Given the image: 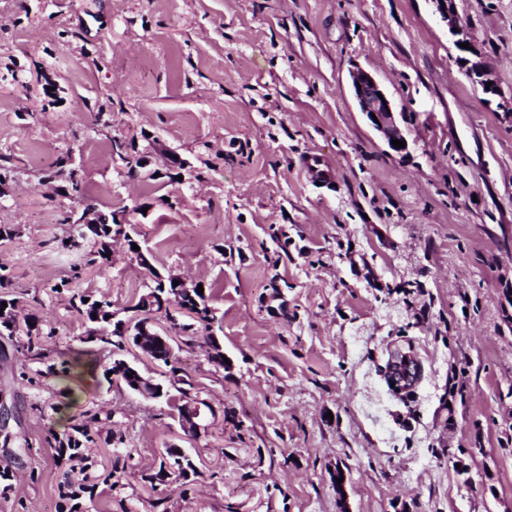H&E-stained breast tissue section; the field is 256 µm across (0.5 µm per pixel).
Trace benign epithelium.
<instances>
[{"label": "benign epithelium", "instance_id": "1", "mask_svg": "<svg viewBox=\"0 0 512 512\" xmlns=\"http://www.w3.org/2000/svg\"><path fill=\"white\" fill-rule=\"evenodd\" d=\"M436 12L446 23L449 34L454 38V43H469L467 53L470 57L465 59V72L467 77L481 88L487 89V93L496 94L497 87L491 66L484 61L471 37L467 26L458 16L455 10V0H432ZM491 83V88H486V83ZM351 89L359 111L364 115L369 125L385 141L388 148L396 153H403L408 147L396 148L392 140H407L404 123L406 115L397 112L393 103L377 79L368 71L356 68L351 72ZM169 331L158 328L157 324L148 319L138 325L134 332V346L144 357H151L159 346H166L165 335ZM207 417L201 412L199 403L188 405L181 418V437L191 439L208 429Z\"/></svg>", "mask_w": 512, "mask_h": 512}]
</instances>
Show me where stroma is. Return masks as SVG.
<instances>
[{"mask_svg": "<svg viewBox=\"0 0 512 512\" xmlns=\"http://www.w3.org/2000/svg\"><path fill=\"white\" fill-rule=\"evenodd\" d=\"M455 4L498 95L432 0H0V273L45 353L0 335V512H70L66 482L77 512H512V0ZM358 67L405 113L408 153L359 112ZM67 152L149 266L119 242L102 271L61 248L77 203L45 176ZM157 273L204 286L228 360L175 351L217 413L190 441L172 402L106 376L56 290L120 310ZM397 352L419 371L402 396ZM94 413L80 471L57 449ZM171 445L196 474L149 485ZM432 3L435 6L436 12L446 23L448 32L454 38L456 46L473 57L463 58V61H465L464 65L467 77L473 83L479 85L484 93L496 95L498 91H494V88H497V83L494 78L493 69L486 61H484L481 53L471 40L467 26L463 23L455 10V1L432 0ZM453 28L458 29V32L453 31ZM466 42H469V49L461 48L459 46V43ZM487 82H492L489 90H486ZM302 167L308 180L317 187H329L334 183L330 169L318 155L307 154L302 158Z\"/></svg>", "mask_w": 512, "mask_h": 512, "instance_id": "obj_1", "label": "stroma"}]
</instances>
